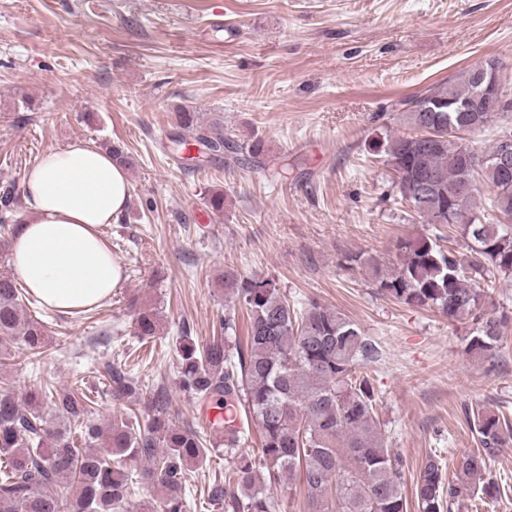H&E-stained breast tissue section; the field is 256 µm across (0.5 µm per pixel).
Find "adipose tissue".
I'll return each instance as SVG.
<instances>
[{"label": "adipose tissue", "mask_w": 512, "mask_h": 512, "mask_svg": "<svg viewBox=\"0 0 512 512\" xmlns=\"http://www.w3.org/2000/svg\"><path fill=\"white\" fill-rule=\"evenodd\" d=\"M22 198L9 249L25 287L59 313L105 303L124 270L97 229L117 223L128 207L126 167L90 143L49 149L27 170Z\"/></svg>", "instance_id": "1"}]
</instances>
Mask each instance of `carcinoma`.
<instances>
[{
    "mask_svg": "<svg viewBox=\"0 0 512 512\" xmlns=\"http://www.w3.org/2000/svg\"><path fill=\"white\" fill-rule=\"evenodd\" d=\"M491 58L431 84L421 104L401 99L381 114L382 138L370 148L392 175L389 199L414 212L425 224L448 225L467 253L446 249L441 234L398 242L397 263L366 253L344 260L364 270L380 294L410 307L430 308L450 321L471 318L465 352L477 361H494L508 317L484 310L495 280L512 276V178L504 181L493 157L512 137V101L487 112L488 91L480 75ZM492 143L468 138L498 120ZM399 123L405 131L396 133ZM177 149L197 147L201 159L214 160L234 145L224 125L203 126L190 112L177 113ZM16 201L0 197V235L15 233ZM224 294L234 303L220 319L221 336L202 346L182 332L176 348L180 387L195 400L211 439L155 416L137 432L124 419L105 427L84 422L93 400L82 386L16 397L0 385V512H120L131 488L150 479L162 495L143 502L140 512H186L189 472L203 466L214 440L224 441L230 457L224 485L210 498L224 512H281L267 490L293 488L300 481L303 512H444L462 497L492 508L506 492L488 463L512 425L497 411L478 407L467 413L477 448L463 454L444 480L442 458L427 457L412 489L403 490L404 462L387 447L379 416V395L366 368L380 361L381 343L343 313L311 301L296 308L276 283L261 275L224 273ZM26 292L14 277L0 274V367L12 358L4 342L17 340L31 356L42 353L47 326L25 317ZM136 335H159L157 312L138 305ZM248 315L246 341L238 336L237 306ZM112 399L137 393L128 373L107 364ZM224 415L211 421L208 411ZM82 422L86 447L72 438L71 423ZM261 437L258 453L239 451L245 424ZM105 437L108 454L89 448ZM69 484L68 496L59 484Z\"/></svg>",
    "mask_w": 512,
    "mask_h": 512,
    "instance_id": "cac0c4a2",
    "label": "carcinoma"
}]
</instances>
